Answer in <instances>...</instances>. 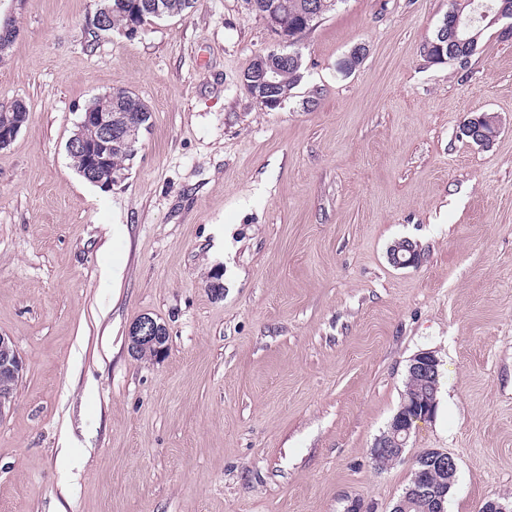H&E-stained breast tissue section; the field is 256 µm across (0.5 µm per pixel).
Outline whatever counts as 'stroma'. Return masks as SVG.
Returning a JSON list of instances; mask_svg holds the SVG:
<instances>
[{"instance_id": "obj_1", "label": "stroma", "mask_w": 512, "mask_h": 512, "mask_svg": "<svg viewBox=\"0 0 512 512\" xmlns=\"http://www.w3.org/2000/svg\"><path fill=\"white\" fill-rule=\"evenodd\" d=\"M96 3L0 0V106L28 109L0 149V334L24 364L0 512H391L429 449L458 463L446 512L512 501V26L435 62L449 0H342L271 110L244 74L277 38L245 0L94 38ZM115 89L151 119L106 189L67 142ZM484 112L487 146L461 134ZM402 240L417 265L390 263ZM144 315L165 357L132 354ZM422 351L436 411L378 467ZM131 350L151 346L158 353V357L168 352V336L165 327L151 316H143L133 322L129 330Z\"/></svg>"}]
</instances>
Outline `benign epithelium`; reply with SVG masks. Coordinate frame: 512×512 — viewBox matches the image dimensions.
<instances>
[{"instance_id": "1", "label": "benign epithelium", "mask_w": 512, "mask_h": 512, "mask_svg": "<svg viewBox=\"0 0 512 512\" xmlns=\"http://www.w3.org/2000/svg\"><path fill=\"white\" fill-rule=\"evenodd\" d=\"M112 16V0H97L92 25L88 31L99 34L108 29V19ZM286 56L272 50L255 57V71L259 72L260 85L246 83L253 97L266 100L272 108L278 107L288 98V94L280 93L278 76L280 63ZM87 126H94L99 131L96 142L88 144L82 134ZM78 131L67 142V149L71 152H82L86 156L87 168L85 175L92 183L110 187L117 182L115 176L103 180L98 176L102 167L112 166V107L102 110L88 108L77 123ZM390 262L398 268H406L417 264L418 253L413 244L402 241L393 246L389 252ZM131 350L135 351L145 346L153 347L158 357L168 352V336L165 327L151 316H143L133 322L129 330ZM440 361L430 352L416 354L409 368L411 378L428 383L433 376L439 374ZM23 370V362L14 347L10 337L0 335V374L19 377ZM433 415L431 405H421L418 400H409L403 403L398 417L390 427L381 433L372 446V458L378 459L381 454L402 458L404 448L407 446L417 423L425 421ZM420 465L427 469L448 472V484H453L457 472V462L451 455L437 450H427L420 455Z\"/></svg>"}]
</instances>
